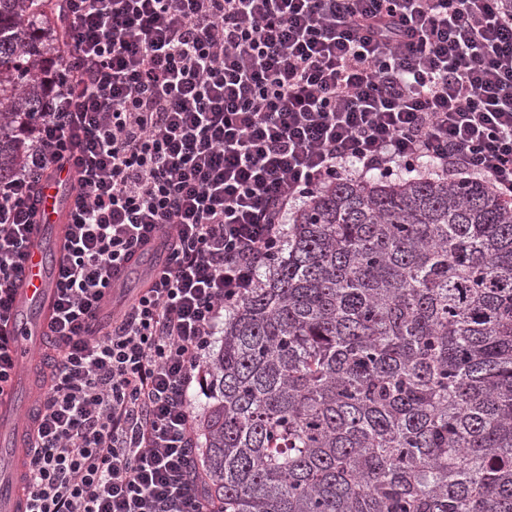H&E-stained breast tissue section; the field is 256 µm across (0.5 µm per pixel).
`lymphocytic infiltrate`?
Listing matches in <instances>:
<instances>
[{"mask_svg":"<svg viewBox=\"0 0 512 512\" xmlns=\"http://www.w3.org/2000/svg\"><path fill=\"white\" fill-rule=\"evenodd\" d=\"M0 180L6 332L55 172L75 169L25 512H214L192 400L226 314L274 271L290 218L376 172L482 181L512 200V0H61ZM155 244L135 295L112 272Z\"/></svg>","mask_w":512,"mask_h":512,"instance_id":"f902f5d3","label":"lymphocytic infiltrate"}]
</instances>
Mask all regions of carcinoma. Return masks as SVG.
<instances>
[{"mask_svg":"<svg viewBox=\"0 0 512 512\" xmlns=\"http://www.w3.org/2000/svg\"><path fill=\"white\" fill-rule=\"evenodd\" d=\"M56 0H0V178ZM224 319L198 464L220 512H512V203L338 182Z\"/></svg>","mask_w":512,"mask_h":512,"instance_id":"obj_1","label":"carcinoma"}]
</instances>
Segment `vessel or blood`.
<instances>
[{"mask_svg":"<svg viewBox=\"0 0 512 512\" xmlns=\"http://www.w3.org/2000/svg\"><path fill=\"white\" fill-rule=\"evenodd\" d=\"M73 209L68 178L45 184L40 206V222L30 237V255L14 305L9 325L17 340L15 361L24 371L30 386H38V360L29 353L28 339L46 335L52 322L56 283L64 255L67 227L65 221ZM28 425L27 415L19 414L14 391L0 393V458L11 460L12 475L0 477V512H24L18 450L22 447Z\"/></svg>","mask_w":512,"mask_h":512,"instance_id":"vessel-or-blood-1","label":"vessel or blood"}]
</instances>
